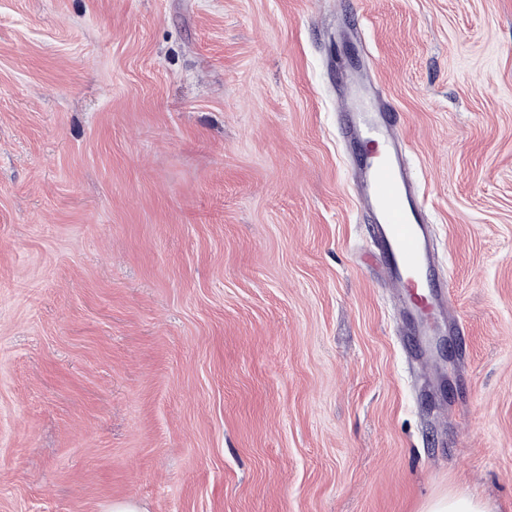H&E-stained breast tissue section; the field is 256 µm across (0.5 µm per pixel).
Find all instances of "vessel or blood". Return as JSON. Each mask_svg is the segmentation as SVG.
<instances>
[{
    "label": "vessel or blood",
    "mask_w": 512,
    "mask_h": 512,
    "mask_svg": "<svg viewBox=\"0 0 512 512\" xmlns=\"http://www.w3.org/2000/svg\"><path fill=\"white\" fill-rule=\"evenodd\" d=\"M343 36L354 55L335 73L342 103L338 130L343 143L357 148L350 159L355 193L409 335L435 336L448 321L449 285L431 246L432 227L407 161L400 114L377 91L374 61L356 26H346Z\"/></svg>",
    "instance_id": "1"
}]
</instances>
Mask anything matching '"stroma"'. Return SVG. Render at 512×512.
Returning <instances> with one entry per match:
<instances>
[{"label": "stroma", "instance_id": "35a3bbf8", "mask_svg": "<svg viewBox=\"0 0 512 512\" xmlns=\"http://www.w3.org/2000/svg\"><path fill=\"white\" fill-rule=\"evenodd\" d=\"M358 17L463 326L409 349L332 88ZM512 512V0H0V512ZM488 500L476 498L464 491H454L428 501L421 512H494Z\"/></svg>", "mask_w": 512, "mask_h": 512}]
</instances>
